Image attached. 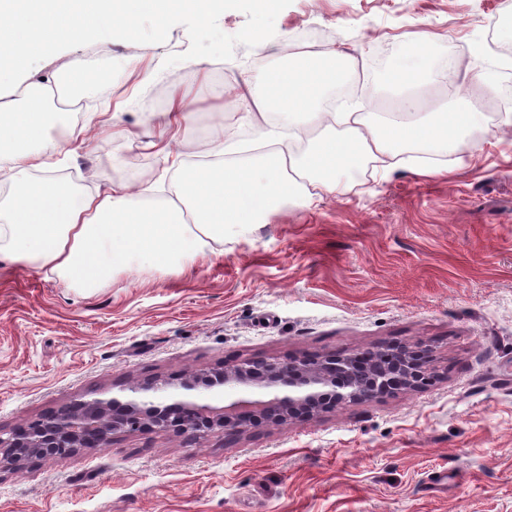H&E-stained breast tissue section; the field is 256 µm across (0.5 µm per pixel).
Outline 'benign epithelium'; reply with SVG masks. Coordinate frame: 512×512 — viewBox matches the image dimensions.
Instances as JSON below:
<instances>
[{"label": "benign epithelium", "instance_id": "obj_1", "mask_svg": "<svg viewBox=\"0 0 512 512\" xmlns=\"http://www.w3.org/2000/svg\"><path fill=\"white\" fill-rule=\"evenodd\" d=\"M431 354L429 345L417 343L388 344L368 365L350 350L272 358L259 368L244 359L191 373L179 383L156 379L102 391L75 399L22 431L0 433V471L20 470L33 458L64 460L84 448H110L117 434L150 431L200 443L216 434L235 439L249 428L317 418L348 403L426 385L434 377ZM226 387H243L261 398L221 406Z\"/></svg>", "mask_w": 512, "mask_h": 512}]
</instances>
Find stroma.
<instances>
[{"instance_id": "stroma-1", "label": "stroma", "mask_w": 512, "mask_h": 512, "mask_svg": "<svg viewBox=\"0 0 512 512\" xmlns=\"http://www.w3.org/2000/svg\"><path fill=\"white\" fill-rule=\"evenodd\" d=\"M423 35L429 101L457 90L437 68L450 51L496 86L472 99L497 112L447 156L357 170L336 193L211 243L185 274L143 268L84 290L1 262L0 432L82 396L242 359L422 342L436 378L235 440L144 432L35 460L0 473V512H512V66L488 45L512 40V0H292L274 37L235 46L222 66L164 67L189 48L181 25L161 44L62 51L31 77L78 68L90 84L67 125L48 131L47 174L82 193L121 180L164 200L179 172L151 145L173 99L189 111L179 134L189 166L206 159L218 127L244 143L258 136L226 86L259 84L287 53L337 49L367 67L329 99L354 96L382 114L391 64H412Z\"/></svg>"}]
</instances>
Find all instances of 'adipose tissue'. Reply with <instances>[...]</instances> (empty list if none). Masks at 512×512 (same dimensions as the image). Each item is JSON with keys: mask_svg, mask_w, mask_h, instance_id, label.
<instances>
[{"mask_svg": "<svg viewBox=\"0 0 512 512\" xmlns=\"http://www.w3.org/2000/svg\"><path fill=\"white\" fill-rule=\"evenodd\" d=\"M355 57L340 50L301 52L270 72L255 103L273 111L302 152L286 148L257 161H224L232 145L215 139L217 160L184 169L173 198L152 205L123 182L94 193L63 188L52 178H32L50 166L41 150L56 91L84 89L83 74L65 70L26 82L21 94L0 91V177L13 187L0 225V259L36 264L84 289L132 267L184 272L210 243L261 224L283 205L311 201L314 192L345 186L368 160L395 165L402 148L447 151L454 138L481 119L467 95L429 112H329L330 86L354 71Z\"/></svg>", "mask_w": 512, "mask_h": 512, "instance_id": "1", "label": "adipose tissue"}]
</instances>
